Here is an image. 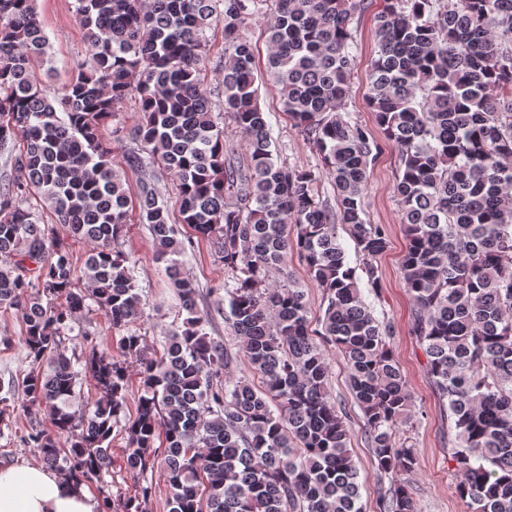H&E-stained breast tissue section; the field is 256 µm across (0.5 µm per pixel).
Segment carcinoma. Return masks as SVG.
Wrapping results in <instances>:
<instances>
[{"label": "carcinoma", "mask_w": 512, "mask_h": 512, "mask_svg": "<svg viewBox=\"0 0 512 512\" xmlns=\"http://www.w3.org/2000/svg\"><path fill=\"white\" fill-rule=\"evenodd\" d=\"M88 56L53 93L32 71L56 70L35 0H0V307L20 311L30 359L21 386L0 384V439H12L16 402L30 415L24 441L59 474L103 482L113 429L127 435L126 468L146 480L164 438L170 512H364L345 417L329 393L332 346L348 371L377 470L390 477L378 512H417L408 479L417 449L397 439L413 399L392 348L391 324L363 299L342 225L379 288L390 247L365 210L368 170L384 147L398 157L411 333L429 383L448 410L449 460L472 512H512V0H384L367 103L383 139L346 110L358 69L354 15L368 0H275L265 31L266 72L281 109L312 143L321 168H295L272 150L255 87L253 14L266 0H76ZM224 39L222 106L205 72L207 31ZM128 100L142 120L116 158L104 137ZM228 119L234 136L221 121ZM140 176L135 208L150 225L186 317L150 355L126 329L142 312L120 238L129 221L122 171ZM167 171L180 222L224 265L228 307L198 306L172 215L154 188ZM335 205L321 200V174ZM91 249L82 268L53 226ZM298 256L323 308L309 307L289 258ZM93 301L118 354L95 344L71 359L65 341ZM223 315L235 346L207 328ZM140 365L136 414L126 417L128 360ZM244 359L254 384L233 378ZM90 377L91 412L71 410ZM51 428L40 427L37 415ZM152 485L124 503L148 512Z\"/></svg>", "instance_id": "obj_1"}]
</instances>
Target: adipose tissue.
Instances as JSON below:
<instances>
[{
	"mask_svg": "<svg viewBox=\"0 0 512 512\" xmlns=\"http://www.w3.org/2000/svg\"><path fill=\"white\" fill-rule=\"evenodd\" d=\"M0 512H101L85 486L40 464L0 466Z\"/></svg>",
	"mask_w": 512,
	"mask_h": 512,
	"instance_id": "ef3b65f1",
	"label": "adipose tissue"
}]
</instances>
